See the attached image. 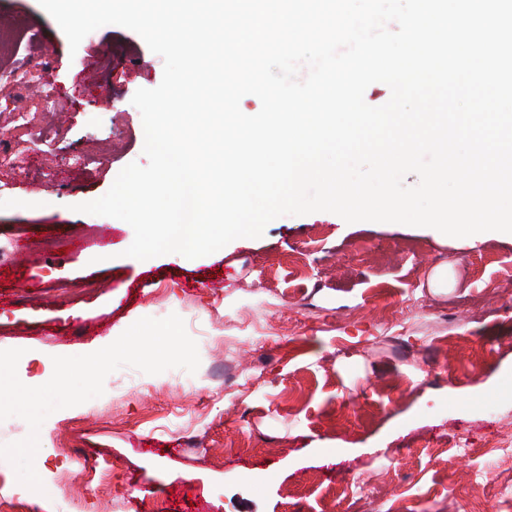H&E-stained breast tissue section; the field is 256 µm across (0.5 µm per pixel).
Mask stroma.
<instances>
[{
	"instance_id": "35a3bbf8",
	"label": "stroma",
	"mask_w": 512,
	"mask_h": 512,
	"mask_svg": "<svg viewBox=\"0 0 512 512\" xmlns=\"http://www.w3.org/2000/svg\"><path fill=\"white\" fill-rule=\"evenodd\" d=\"M0 19L34 36L1 46L0 69L43 70L65 117L53 144L24 134L12 115L41 120L42 98L0 80V146L29 155L0 166V350H23L18 376L38 386L53 356L94 352L140 318L174 313L200 357L193 374H109L103 395L43 423V492L0 460L1 492L51 512L79 479L76 449L93 448L113 467L112 495L82 485L72 512H151L179 489L208 512H349L371 484L387 491L378 512H472L491 464L499 478L484 512H512L511 234L443 241L320 211L196 259L126 257L132 227L75 206L107 193L127 164L147 165L131 99L160 84L162 57L114 24L70 50L38 0H0ZM48 238L58 253L42 250ZM215 275L217 292L206 287ZM58 281L98 289L62 303ZM479 299L481 316L465 315ZM242 357L237 386H225V364Z\"/></svg>"
}]
</instances>
